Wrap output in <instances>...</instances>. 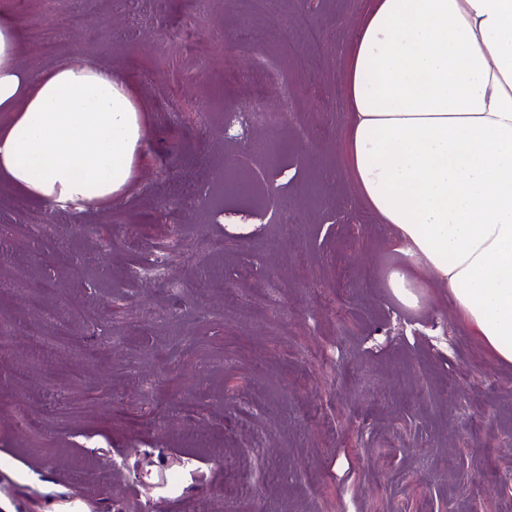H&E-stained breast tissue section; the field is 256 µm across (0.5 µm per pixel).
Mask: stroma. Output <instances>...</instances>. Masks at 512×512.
Listing matches in <instances>:
<instances>
[{
	"label": "stroma",
	"instance_id": "1",
	"mask_svg": "<svg viewBox=\"0 0 512 512\" xmlns=\"http://www.w3.org/2000/svg\"><path fill=\"white\" fill-rule=\"evenodd\" d=\"M369 4L0 0L24 67L112 69L145 127L109 204L52 210L0 179V501L13 512H512V364L430 278L418 307L398 301L383 264L398 242L344 167L336 46ZM304 13L319 50L292 23ZM267 49L281 69L259 96ZM254 107L288 113L226 141ZM260 141L281 144L285 225L199 194ZM160 253L165 275L139 276ZM34 324L48 356L31 353Z\"/></svg>",
	"mask_w": 512,
	"mask_h": 512
}]
</instances>
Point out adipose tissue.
<instances>
[{"instance_id":"1","label":"adipose tissue","mask_w":512,"mask_h":512,"mask_svg":"<svg viewBox=\"0 0 512 512\" xmlns=\"http://www.w3.org/2000/svg\"><path fill=\"white\" fill-rule=\"evenodd\" d=\"M0 15V178L23 197L103 205L144 141L125 82L92 62L22 69ZM343 62L345 160L365 205L417 268L389 275L413 307L433 273L467 326L512 363V0H371Z\"/></svg>"}]
</instances>
